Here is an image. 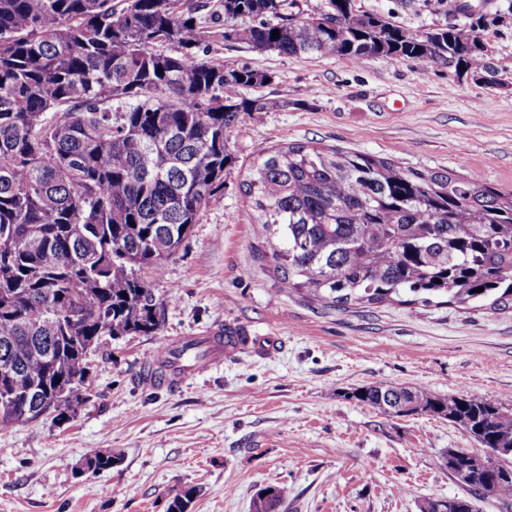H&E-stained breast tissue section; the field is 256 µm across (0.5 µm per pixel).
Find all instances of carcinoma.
Wrapping results in <instances>:
<instances>
[{"mask_svg":"<svg viewBox=\"0 0 512 512\" xmlns=\"http://www.w3.org/2000/svg\"><path fill=\"white\" fill-rule=\"evenodd\" d=\"M352 2L300 16L292 0H0V367L14 370L0 375V427L75 415L103 337L160 329L153 288L135 268L162 271L224 196L239 113L268 110L237 94L265 84L266 71L200 57L205 38L286 57L477 61L458 51L454 25L408 29L356 14ZM239 20L252 24L238 30ZM242 187L290 289L335 306L406 295L512 310V193L476 176L290 144L254 163ZM31 386L64 396L41 407ZM352 397L512 448V410L481 397L383 385ZM498 473L477 481L512 500V459ZM195 491L167 512H187ZM280 503L278 490L259 494L253 512Z\"/></svg>","mask_w":512,"mask_h":512,"instance_id":"1","label":"carcinoma"}]
</instances>
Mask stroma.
<instances>
[{"label": "stroma", "mask_w": 512, "mask_h": 512, "mask_svg": "<svg viewBox=\"0 0 512 512\" xmlns=\"http://www.w3.org/2000/svg\"><path fill=\"white\" fill-rule=\"evenodd\" d=\"M354 10L413 29L454 20L440 0H354ZM482 12L493 87L475 68L284 57L208 41L225 66L269 74L243 94L270 109L241 114L223 199L161 272H141L162 303L160 330L91 354L93 397L70 420L0 428V512H167L190 486L189 512H252L268 486L282 492L279 512H419L426 498L465 495L441 455L465 448L483 457L485 448L448 420L385 414L352 393L404 384L512 409V312L397 301L334 308L289 289L259 252L262 228L241 182L263 154L305 144L512 191V0H490ZM216 323L278 346L244 348L173 389L142 384L169 340ZM114 449L112 469L86 471L89 455Z\"/></svg>", "instance_id": "stroma-1"}]
</instances>
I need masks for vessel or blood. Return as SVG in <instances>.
<instances>
[{"instance_id":"b4317fda","label":"vessel or blood","mask_w":512,"mask_h":512,"mask_svg":"<svg viewBox=\"0 0 512 512\" xmlns=\"http://www.w3.org/2000/svg\"><path fill=\"white\" fill-rule=\"evenodd\" d=\"M206 348L202 356L195 357L190 353L191 338L181 337L169 341L162 347L159 358L166 365L165 372H158L154 364H147L143 378L153 387L179 385L196 374L223 362L225 356L243 347L239 337H225L223 325L211 328L205 338Z\"/></svg>"}]
</instances>
